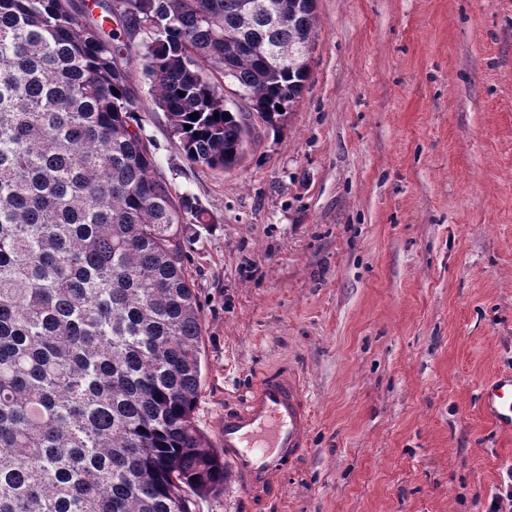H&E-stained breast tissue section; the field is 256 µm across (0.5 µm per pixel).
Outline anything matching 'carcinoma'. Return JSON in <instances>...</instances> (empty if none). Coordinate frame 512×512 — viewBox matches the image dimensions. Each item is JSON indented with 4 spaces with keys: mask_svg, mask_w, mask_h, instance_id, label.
<instances>
[{
    "mask_svg": "<svg viewBox=\"0 0 512 512\" xmlns=\"http://www.w3.org/2000/svg\"><path fill=\"white\" fill-rule=\"evenodd\" d=\"M316 2L0 0V512H192L224 487L182 245L210 214L159 172L129 72L189 162L232 170L250 113L274 130L301 98Z\"/></svg>",
    "mask_w": 512,
    "mask_h": 512,
    "instance_id": "cac0c4a2",
    "label": "carcinoma"
}]
</instances>
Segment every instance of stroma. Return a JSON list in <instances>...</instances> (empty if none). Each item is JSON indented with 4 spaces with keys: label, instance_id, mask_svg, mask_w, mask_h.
<instances>
[{
    "label": "stroma",
    "instance_id": "obj_1",
    "mask_svg": "<svg viewBox=\"0 0 512 512\" xmlns=\"http://www.w3.org/2000/svg\"><path fill=\"white\" fill-rule=\"evenodd\" d=\"M311 75L241 167L188 162L134 67L204 320L195 422L293 370L310 449L283 494L225 482L195 512H488L512 431L480 403L512 373V0H318Z\"/></svg>",
    "mask_w": 512,
    "mask_h": 512
}]
</instances>
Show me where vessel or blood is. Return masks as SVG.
<instances>
[{"label":"vessel or blood","instance_id":"obj_1","mask_svg":"<svg viewBox=\"0 0 512 512\" xmlns=\"http://www.w3.org/2000/svg\"><path fill=\"white\" fill-rule=\"evenodd\" d=\"M480 401L512 430V376L483 383ZM311 427L303 378L294 372L261 375L218 423L224 464L237 488L253 500L276 496L285 471L307 454Z\"/></svg>","mask_w":512,"mask_h":512}]
</instances>
